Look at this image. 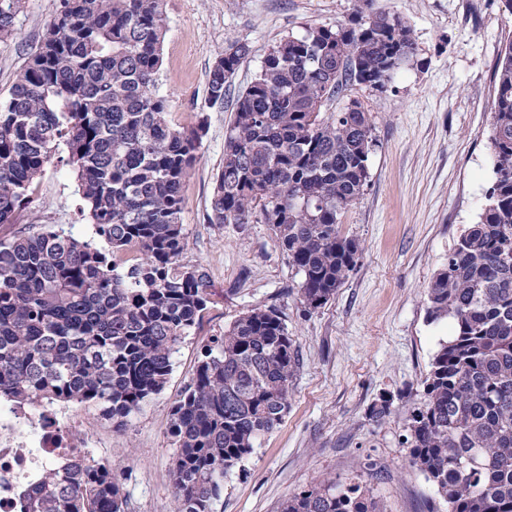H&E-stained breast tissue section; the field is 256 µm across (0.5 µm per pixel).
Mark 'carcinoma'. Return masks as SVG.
I'll use <instances>...</instances> for the list:
<instances>
[{"instance_id": "1", "label": "carcinoma", "mask_w": 512, "mask_h": 512, "mask_svg": "<svg viewBox=\"0 0 512 512\" xmlns=\"http://www.w3.org/2000/svg\"><path fill=\"white\" fill-rule=\"evenodd\" d=\"M23 0H0V39ZM164 0H60L41 44L0 104V224H11L65 143L101 250L70 234L0 241V398L78 403L116 427L172 373L177 346L207 309V275L179 258L183 193L206 133L176 129L155 89ZM416 51L397 14L310 27L280 41L238 94L210 224H268L301 275L306 309L326 305L357 263L341 218L359 199L375 145L362 104L324 107L352 83L384 89ZM248 54L224 49L208 96L224 103ZM494 180L427 293L449 318L419 399L405 417L412 465L448 512H512V41L495 71ZM297 359L274 307L238 317L206 346L171 406L179 512H214L224 476L279 425ZM27 512H125L112 466L62 457L25 493ZM281 512H377L358 481L323 479Z\"/></svg>"}]
</instances>
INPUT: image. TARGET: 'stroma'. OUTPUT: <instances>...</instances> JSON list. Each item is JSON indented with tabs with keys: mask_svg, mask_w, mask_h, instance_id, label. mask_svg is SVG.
I'll use <instances>...</instances> for the list:
<instances>
[{
	"mask_svg": "<svg viewBox=\"0 0 512 512\" xmlns=\"http://www.w3.org/2000/svg\"><path fill=\"white\" fill-rule=\"evenodd\" d=\"M59 0H25L12 36L0 42V102L31 50L43 39ZM358 0H166L167 33L157 77L175 128L205 120L199 159L184 191L182 264L208 276L202 323L179 345L165 389L127 425L114 429L98 411L78 406L94 436L89 460L108 463L127 496L125 512H177L168 435L173 402L211 339L239 315L275 307L298 356L282 423L224 479L215 512H281L293 493L323 478L359 479L379 512H448L433 485L409 463L404 416L449 319L429 321L427 288L459 235L478 223L493 181L490 134L494 72L512 40V17L500 0H374L399 14L416 44L413 58L385 89L349 85L328 109L357 100L369 111L376 146L370 178L342 218L361 251L331 300L306 311L300 281L270 225L208 223L224 164V134L234 96L260 71L269 50L307 27L349 24ZM249 54L223 104L208 98L209 70L231 43ZM68 148L59 145L0 240L62 231L100 245L78 188ZM392 400L385 421L371 419L380 398Z\"/></svg>",
	"mask_w": 512,
	"mask_h": 512,
	"instance_id": "35a3bbf8",
	"label": "stroma"
}]
</instances>
